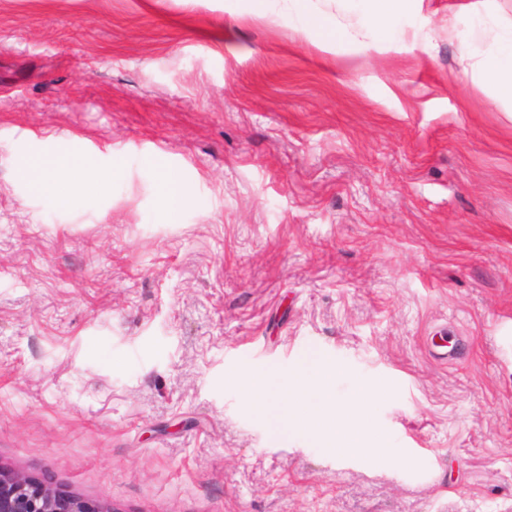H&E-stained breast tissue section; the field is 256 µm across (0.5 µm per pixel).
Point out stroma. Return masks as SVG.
Returning a JSON list of instances; mask_svg holds the SVG:
<instances>
[{"mask_svg":"<svg viewBox=\"0 0 512 512\" xmlns=\"http://www.w3.org/2000/svg\"><path fill=\"white\" fill-rule=\"evenodd\" d=\"M459 2L329 53L235 0H0V463L119 512H512V109ZM30 156L108 182L61 206ZM310 350L383 456L233 383ZM158 192L171 218H175L181 210L195 203L182 180L173 174L159 177Z\"/></svg>","mask_w":512,"mask_h":512,"instance_id":"1","label":"stroma"}]
</instances>
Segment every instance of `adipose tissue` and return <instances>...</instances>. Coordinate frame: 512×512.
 <instances>
[{
  "instance_id": "adipose-tissue-1",
  "label": "adipose tissue",
  "mask_w": 512,
  "mask_h": 512,
  "mask_svg": "<svg viewBox=\"0 0 512 512\" xmlns=\"http://www.w3.org/2000/svg\"><path fill=\"white\" fill-rule=\"evenodd\" d=\"M290 22L300 34L316 39L325 51L350 47L355 38L336 21L313 13L309 0H290ZM357 13L375 41L402 45L414 26L417 0H345ZM477 75L496 101L512 107V26L501 27L494 51L478 63ZM86 166L72 162L59 167L47 157H28L19 166L22 178L38 193L68 203L63 184L84 178ZM338 370L325 367L317 354H309L294 371L248 373L241 377L246 398L260 413L272 419L278 430L303 431L319 437L329 449L343 454L378 453L376 437L366 426L379 391L366 383L356 384L348 397L336 391Z\"/></svg>"
}]
</instances>
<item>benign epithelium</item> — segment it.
<instances>
[{
	"instance_id": "7a95c632",
	"label": "benign epithelium",
	"mask_w": 512,
	"mask_h": 512,
	"mask_svg": "<svg viewBox=\"0 0 512 512\" xmlns=\"http://www.w3.org/2000/svg\"><path fill=\"white\" fill-rule=\"evenodd\" d=\"M0 512H119L109 503L90 500L0 464Z\"/></svg>"
}]
</instances>
